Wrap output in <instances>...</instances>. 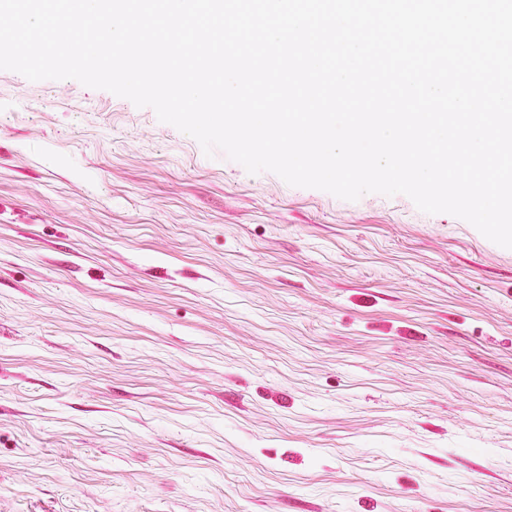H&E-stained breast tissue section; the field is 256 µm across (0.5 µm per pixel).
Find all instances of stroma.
<instances>
[{
  "label": "stroma",
  "instance_id": "obj_1",
  "mask_svg": "<svg viewBox=\"0 0 512 512\" xmlns=\"http://www.w3.org/2000/svg\"><path fill=\"white\" fill-rule=\"evenodd\" d=\"M0 512H512V249L0 70Z\"/></svg>",
  "mask_w": 512,
  "mask_h": 512
}]
</instances>
